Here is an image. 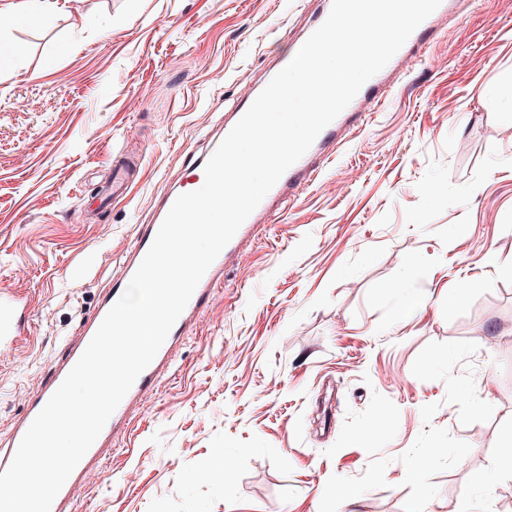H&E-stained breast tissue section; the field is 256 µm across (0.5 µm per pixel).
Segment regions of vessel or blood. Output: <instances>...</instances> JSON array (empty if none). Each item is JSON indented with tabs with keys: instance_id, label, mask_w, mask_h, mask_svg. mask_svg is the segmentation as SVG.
Listing matches in <instances>:
<instances>
[{
	"instance_id": "b4317fda",
	"label": "vessel or blood",
	"mask_w": 512,
	"mask_h": 512,
	"mask_svg": "<svg viewBox=\"0 0 512 512\" xmlns=\"http://www.w3.org/2000/svg\"><path fill=\"white\" fill-rule=\"evenodd\" d=\"M455 2L456 0H441L434 15L427 17L401 47L398 52L399 58L419 57L421 51L433 41L436 35V18L450 14ZM396 66V60L389 61L382 70L374 75L370 84L362 87L350 104L321 131L307 152L283 174L253 213L243 222L200 280L192 298L169 332L154 360L138 376L93 445L57 494L50 512H62L63 504L71 502L75 498L87 477L99 468L104 447L115 443L120 436L126 433L132 408L141 403L148 395L156 393L167 367L172 364L178 354L185 334L197 324L216 288L221 284L225 268L236 261L243 243L260 233L262 226L258 222L259 216L266 214L276 200L296 192L316 178L319 158L334 148L341 131L354 133L362 130L369 119L370 112L386 101L391 88L389 77ZM206 162V157L202 156L188 164L179 187L168 190L160 198L157 206V222L139 225L128 261L115 276L110 291L102 298L95 313L88 320L82 336L78 341L68 344L65 354L57 361L50 378L41 382L28 397L25 412L18 421L11 438L5 444L0 445V472L8 467L25 432L84 352L110 308L123 294L125 282L131 280L157 234L159 219L165 218L171 205L180 194L202 187ZM130 169V162L121 158L114 160L111 183L113 198L117 199L128 193L131 185ZM28 324L29 313L25 298L17 293L1 292L0 348L10 347L17 343L19 337L25 335Z\"/></svg>"
}]
</instances>
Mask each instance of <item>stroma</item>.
Segmentation results:
<instances>
[{"mask_svg": "<svg viewBox=\"0 0 512 512\" xmlns=\"http://www.w3.org/2000/svg\"><path fill=\"white\" fill-rule=\"evenodd\" d=\"M11 2L0 292L26 296L30 334L0 350V441L157 193L327 0H54L43 25ZM122 154L141 168L112 202ZM266 222L65 512H457L467 488L472 512H512V0L441 19L366 129Z\"/></svg>", "mask_w": 512, "mask_h": 512, "instance_id": "35a3bbf8", "label": "stroma"}]
</instances>
